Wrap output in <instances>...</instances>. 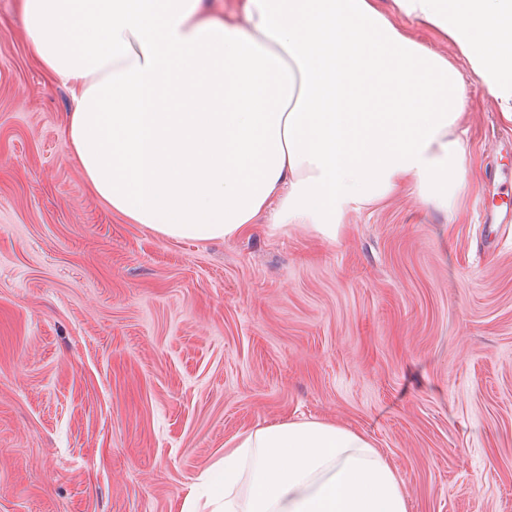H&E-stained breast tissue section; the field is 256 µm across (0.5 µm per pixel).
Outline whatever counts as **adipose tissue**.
Wrapping results in <instances>:
<instances>
[{"label": "adipose tissue", "mask_w": 512, "mask_h": 512, "mask_svg": "<svg viewBox=\"0 0 512 512\" xmlns=\"http://www.w3.org/2000/svg\"><path fill=\"white\" fill-rule=\"evenodd\" d=\"M448 39L512 124V0H393ZM38 65L70 93L82 176L127 223L232 240L261 218L336 242L405 191L454 214L468 101L448 58L377 0H21ZM180 512H410L362 432L292 420L236 436Z\"/></svg>", "instance_id": "ef3b65f1"}]
</instances>
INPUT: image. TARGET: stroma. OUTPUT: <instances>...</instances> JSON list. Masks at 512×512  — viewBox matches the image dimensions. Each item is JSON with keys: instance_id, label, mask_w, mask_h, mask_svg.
Listing matches in <instances>:
<instances>
[{"instance_id": "35a3bbf8", "label": "stroma", "mask_w": 512, "mask_h": 512, "mask_svg": "<svg viewBox=\"0 0 512 512\" xmlns=\"http://www.w3.org/2000/svg\"><path fill=\"white\" fill-rule=\"evenodd\" d=\"M470 105L456 223L400 194L336 244L255 225L170 240L84 181L67 91L0 0V512H180L239 433L367 435L411 512H512V126L448 40Z\"/></svg>"}]
</instances>
